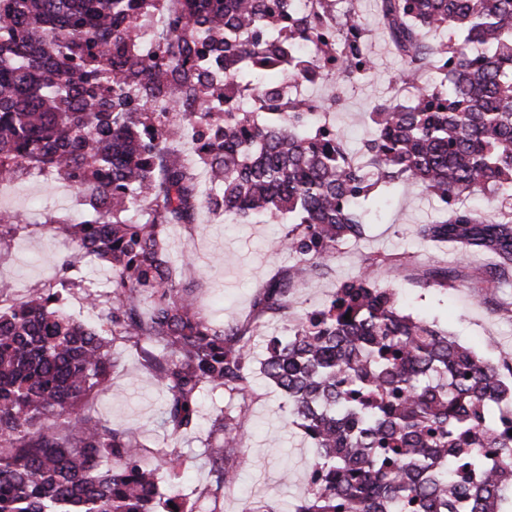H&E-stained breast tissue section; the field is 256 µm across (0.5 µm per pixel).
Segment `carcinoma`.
Returning a JSON list of instances; mask_svg holds the SVG:
<instances>
[{
    "label": "carcinoma",
    "instance_id": "obj_1",
    "mask_svg": "<svg viewBox=\"0 0 512 512\" xmlns=\"http://www.w3.org/2000/svg\"><path fill=\"white\" fill-rule=\"evenodd\" d=\"M166 2L0 0V178L51 171L91 209L64 225L73 251L52 286L0 310V512H193L160 492L161 471L178 483L179 459L149 462L134 437L87 410L109 387L112 338L165 389L167 436L196 432L202 399L224 394L200 496L235 482L252 387L244 333L200 316L166 242L201 206L293 225L284 244L297 261L255 295L261 312L286 308L337 244L363 237L360 201L378 183L422 185L448 217L420 225L419 238L487 252L489 275L512 277V220L463 205L512 197V0H380L413 92L374 103L360 159L340 129L313 122L336 100L282 99L287 85L372 69L354 7L324 0L321 16L295 0H183L168 18L178 40L162 36L147 54L142 35ZM449 27L463 39L427 40ZM437 69L439 82L422 81ZM169 110L198 125L191 160L170 145ZM196 164L209 172L204 188ZM19 226L0 211V243ZM99 262L111 269L104 291L71 275ZM373 274L367 266L300 315L263 361L316 448V489L292 512H508L512 387L403 314ZM75 291L99 327L64 309Z\"/></svg>",
    "mask_w": 512,
    "mask_h": 512
}]
</instances>
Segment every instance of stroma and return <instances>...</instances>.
Returning a JSON list of instances; mask_svg holds the SVG:
<instances>
[{
    "label": "stroma",
    "instance_id": "obj_1",
    "mask_svg": "<svg viewBox=\"0 0 512 512\" xmlns=\"http://www.w3.org/2000/svg\"><path fill=\"white\" fill-rule=\"evenodd\" d=\"M353 4L364 20L373 53L371 74L357 83L322 81L308 86L306 94L337 97L331 119L345 134L347 153L357 157L371 134L367 114L372 105L391 95L407 98L408 91L401 83L402 61L382 31L376 0H353ZM364 207L369 212L365 236L338 245L330 272L315 278L308 288L289 294L287 314L276 318L257 316L253 298L263 281L295 261L283 246L288 225L278 220L228 224L203 208L194 223L168 228L174 264L184 266L186 275L203 277L201 316L215 324L239 327L250 320L257 327L248 343L254 389L247 400L249 420L239 478L225 489L219 502L200 497L209 481L202 445L189 436L167 438L160 425L165 391L138 352L123 341L112 342L110 387L90 407L112 428L132 433L146 456L179 457L178 489L196 512H249L259 506L267 512H283L286 504L299 503L307 496L315 446L298 421L288 416L280 391L262 378L260 364L270 344L288 336L303 310L322 307L336 288L355 278L367 264H375L376 285L392 289L404 313L436 323L496 366L504 378H512V282L485 279L492 255L461 254L422 244L418 225L439 218L442 211L419 186L377 188ZM2 208L25 218L16 235L0 245V296L16 302L52 281L60 259L71 251L58 224L80 220L87 208L67 184L38 175L18 178L0 196ZM436 266L449 268L447 282L430 277V269Z\"/></svg>",
    "mask_w": 512,
    "mask_h": 512
}]
</instances>
